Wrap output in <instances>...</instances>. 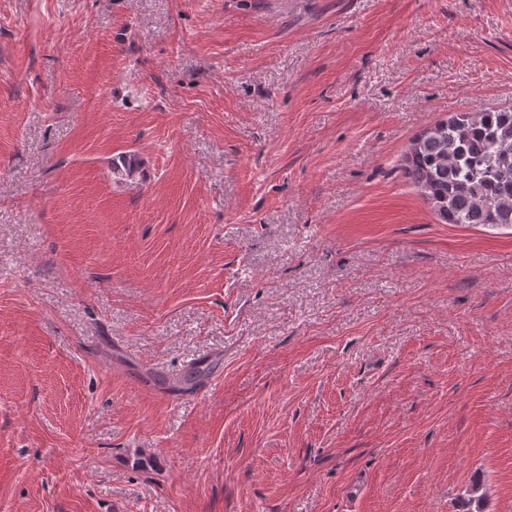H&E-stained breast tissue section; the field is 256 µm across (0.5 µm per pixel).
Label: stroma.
Here are the masks:
<instances>
[{
	"label": "stroma",
	"instance_id": "stroma-1",
	"mask_svg": "<svg viewBox=\"0 0 512 512\" xmlns=\"http://www.w3.org/2000/svg\"><path fill=\"white\" fill-rule=\"evenodd\" d=\"M479 107L512 0H0V512H512V226L403 174Z\"/></svg>",
	"mask_w": 512,
	"mask_h": 512
}]
</instances>
